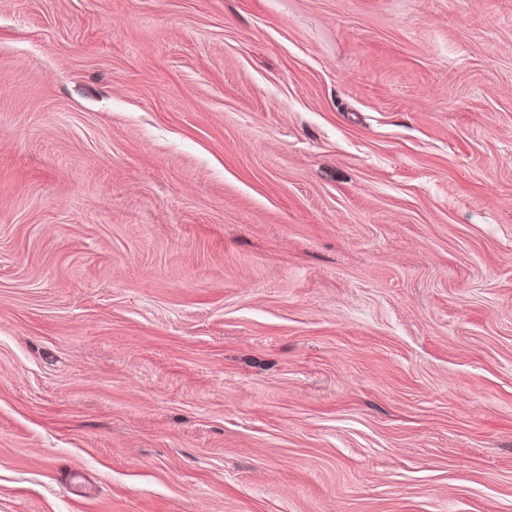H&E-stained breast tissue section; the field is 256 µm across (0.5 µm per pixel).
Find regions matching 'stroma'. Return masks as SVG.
Wrapping results in <instances>:
<instances>
[{"label":"stroma","mask_w":512,"mask_h":512,"mask_svg":"<svg viewBox=\"0 0 512 512\" xmlns=\"http://www.w3.org/2000/svg\"><path fill=\"white\" fill-rule=\"evenodd\" d=\"M0 512H512V0H0Z\"/></svg>","instance_id":"stroma-1"}]
</instances>
